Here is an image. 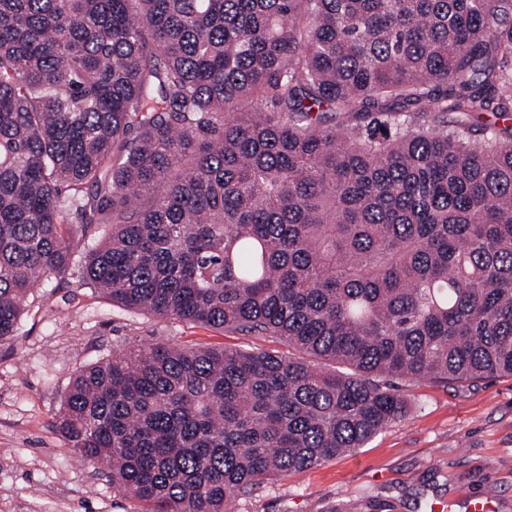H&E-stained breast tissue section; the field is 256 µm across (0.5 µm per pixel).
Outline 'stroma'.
<instances>
[{
  "instance_id": "stroma-1",
  "label": "stroma",
  "mask_w": 512,
  "mask_h": 512,
  "mask_svg": "<svg viewBox=\"0 0 512 512\" xmlns=\"http://www.w3.org/2000/svg\"><path fill=\"white\" fill-rule=\"evenodd\" d=\"M173 341L290 355L276 336H245L135 312L83 284L79 268L29 295L18 335L0 343V512H136L104 469L80 461L56 428L72 375L113 350ZM406 416L363 447L268 481L235 512H512V377L403 386Z\"/></svg>"
}]
</instances>
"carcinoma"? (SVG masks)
<instances>
[{
	"label": "carcinoma",
	"mask_w": 512,
	"mask_h": 512,
	"mask_svg": "<svg viewBox=\"0 0 512 512\" xmlns=\"http://www.w3.org/2000/svg\"><path fill=\"white\" fill-rule=\"evenodd\" d=\"M511 120L512 0H0V343L74 265L284 339L114 351L57 415L141 512H226L512 376Z\"/></svg>",
	"instance_id": "carcinoma-1"
}]
</instances>
